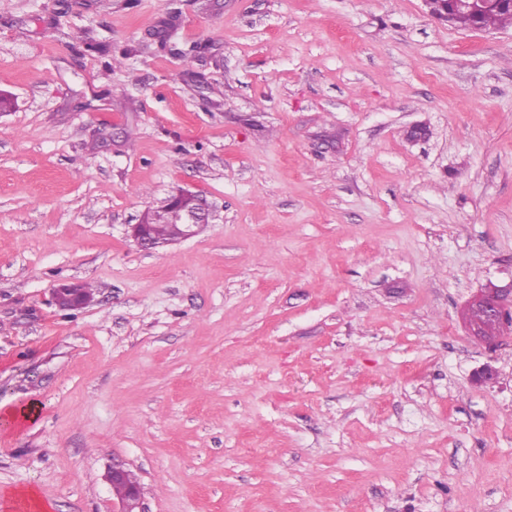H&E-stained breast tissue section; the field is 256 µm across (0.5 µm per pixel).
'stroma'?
<instances>
[{
  "instance_id": "1",
  "label": "stroma",
  "mask_w": 512,
  "mask_h": 512,
  "mask_svg": "<svg viewBox=\"0 0 512 512\" xmlns=\"http://www.w3.org/2000/svg\"><path fill=\"white\" fill-rule=\"evenodd\" d=\"M1 95L0 512H117L116 461L145 512H512V340L462 321L512 281L511 27L0 0ZM182 190L210 223L139 248ZM91 287L79 283L60 282L52 288V302L61 310H78L86 308L95 302Z\"/></svg>"
}]
</instances>
